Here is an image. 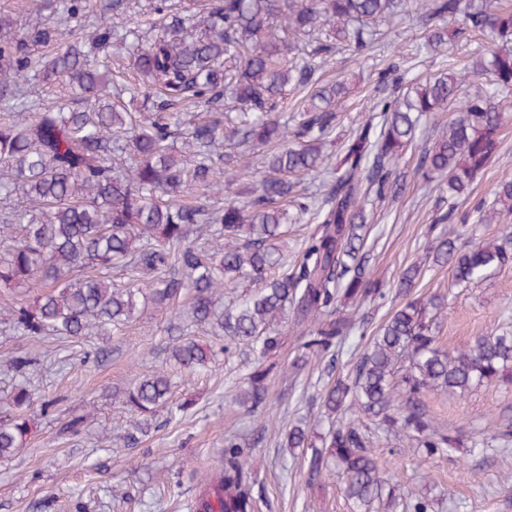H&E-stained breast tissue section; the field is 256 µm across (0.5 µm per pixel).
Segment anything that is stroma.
I'll return each instance as SVG.
<instances>
[{
  "label": "stroma",
  "mask_w": 512,
  "mask_h": 512,
  "mask_svg": "<svg viewBox=\"0 0 512 512\" xmlns=\"http://www.w3.org/2000/svg\"><path fill=\"white\" fill-rule=\"evenodd\" d=\"M379 31L372 65L358 64L340 52L325 67V79L344 75L350 86L338 107L332 150H339L362 116L371 112L380 95L377 73L389 61L404 60L412 77L425 80L447 70L449 56L465 55L481 41L476 34L467 43L424 49L423 29L412 17L380 23ZM417 155V149H409L400 161L403 195L392 203L374 204L371 211L364 248L374 274L387 281L424 256L437 238L456 237L463 229L459 223L433 225L441 191L438 184L414 176ZM508 173L512 120L501 131L499 155L475 181L462 212H472L478 203L491 204L497 182ZM416 290L423 295L447 293L448 308L439 319L444 345L464 347L500 323H512V264L466 288L454 285L448 267H435ZM186 308L181 302L171 310L148 309L122 335L105 341L94 336L31 338L0 330V391L12 379L4 361L25 352L40 359L32 388L38 401L50 405L47 414L38 416L25 447L12 459L0 460V512H188L202 475L219 464L225 431L250 435L257 420L234 401L237 382L252 370L251 348L243 343L224 354L227 337L191 325ZM181 332L216 350L212 368L179 378L172 395L177 415L160 411L148 435L126 444L132 416L111 393L161 367ZM101 346L110 350L106 358L86 360V352ZM359 351L357 342H348L332 372L327 359L304 349L298 337H287L267 380L273 423L263 441L249 449L262 493L260 512H352L336 479L306 486L301 453L282 443L285 426L299 419L311 432L327 431L320 395L337 377L347 375ZM426 401L439 421L477 439L489 434L495 422L512 420V384L484 385L463 397L432 392ZM90 404L96 411L84 428L77 433L64 430V422L84 414ZM374 441L375 453L402 486L434 498V512H512V442L428 458L405 439L378 433Z\"/></svg>",
  "instance_id": "stroma-1"
}]
</instances>
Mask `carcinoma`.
Listing matches in <instances>:
<instances>
[{
    "instance_id": "cac0c4a2",
    "label": "carcinoma",
    "mask_w": 512,
    "mask_h": 512,
    "mask_svg": "<svg viewBox=\"0 0 512 512\" xmlns=\"http://www.w3.org/2000/svg\"><path fill=\"white\" fill-rule=\"evenodd\" d=\"M55 18L17 27L0 12V288L28 300L0 309V321L22 336H114L148 306L168 308L192 295L190 321L252 344L261 366L251 373L239 403L257 417L267 413L266 377L297 333L303 348L336 362L346 338L366 320L360 311L399 298L394 311L339 379L321 396L331 416L315 444L296 424L287 448L304 455L305 483L339 481L353 512L390 509L432 512L433 500L393 481L372 450L363 416L386 435L404 436L429 458L467 447L461 430L430 414L425 397L443 391L463 397L485 383H512V328L478 336L465 348H446L436 321L447 296L413 294L426 260L448 265L457 285L487 278L512 261L504 238L444 239L425 260L404 269L396 290L368 269V202L396 200L404 187L400 159L417 129L434 112H456L448 129L419 147L415 174L448 188V208L434 222L452 224L458 205L499 152L508 119L498 95L512 90V10L498 0H415L426 46L480 32L487 44L451 72L424 82L407 78L396 62L379 83L408 84L373 106L339 151L325 152L336 126V106L347 80L320 82L319 70L341 50L368 57L376 25L408 9L403 0H203L197 12L152 0L160 16L148 29L97 19L128 0H62ZM92 27L88 35L80 27ZM300 56H289L299 41ZM129 52L138 82L115 88L142 108L141 119L100 99L105 59L114 46ZM56 80L75 91L72 102L46 106L28 91L31 77ZM477 83L471 94L466 86ZM306 93L287 119L273 115L288 88ZM241 137L261 149L265 174L224 202L218 174L227 161L226 139ZM182 140L192 150L177 153ZM290 174L323 178L322 197L298 193ZM294 198L290 218L276 202ZM317 207L318 224L291 266L282 265L280 239L288 220ZM476 223L495 224L512 213V178L498 182L495 202L475 207ZM123 266L129 282H112ZM282 270L278 276L274 269ZM253 292L225 306L224 291L244 284ZM169 361L194 374L208 368L210 351L183 338L169 346ZM31 356L6 361L15 379L0 422V459L13 458L30 438L35 398ZM172 391L159 370L136 380L116 399L143 434ZM249 454L235 432L224 435V456L201 483L196 512H259Z\"/></svg>"
}]
</instances>
